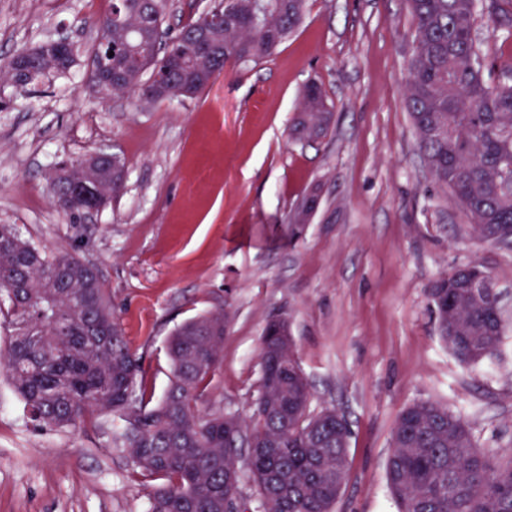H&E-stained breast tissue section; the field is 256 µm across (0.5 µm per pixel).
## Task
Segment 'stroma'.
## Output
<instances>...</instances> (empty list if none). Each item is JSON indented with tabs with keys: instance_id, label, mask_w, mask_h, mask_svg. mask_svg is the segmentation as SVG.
Masks as SVG:
<instances>
[{
	"instance_id": "obj_1",
	"label": "stroma",
	"mask_w": 512,
	"mask_h": 512,
	"mask_svg": "<svg viewBox=\"0 0 512 512\" xmlns=\"http://www.w3.org/2000/svg\"><path fill=\"white\" fill-rule=\"evenodd\" d=\"M477 17L492 79L512 76L505 19ZM112 0H0V65L59 38L69 71L0 112V224L97 267L154 398L169 383L166 341L213 310L229 321L201 409L245 419L259 396L260 339L288 319L313 409L347 419L350 469L334 512H396L386 460L401 411L434 402L460 415L479 449L512 447V323L497 353L466 366L441 341L428 290L476 261L512 309V246L476 241L465 211L426 169L405 101L414 19L408 0H308L298 29L263 61L231 62L198 96L151 104L87 82L97 21ZM317 81L326 136L297 141L300 92ZM107 148L126 183L72 222L46 174ZM317 192L309 223L291 215ZM120 422L34 429L0 374V512H146L153 483L129 476Z\"/></svg>"
}]
</instances>
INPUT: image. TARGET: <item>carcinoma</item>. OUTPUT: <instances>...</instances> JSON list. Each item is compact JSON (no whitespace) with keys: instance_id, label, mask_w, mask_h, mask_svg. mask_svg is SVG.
I'll use <instances>...</instances> for the list:
<instances>
[{"instance_id":"cac0c4a2","label":"carcinoma","mask_w":512,"mask_h":512,"mask_svg":"<svg viewBox=\"0 0 512 512\" xmlns=\"http://www.w3.org/2000/svg\"><path fill=\"white\" fill-rule=\"evenodd\" d=\"M414 18L405 100L423 161L470 219L472 236L512 244V83H491L473 37L478 0H409ZM306 0H237L224 25L208 28L220 52L197 56V16L174 35L163 28L166 0H112L119 17L100 21L102 42L91 56L99 75H121L112 93L144 94L146 73L179 52L183 71H170L146 100L193 98L226 63L258 62L301 24ZM114 55H109V52ZM74 47L51 45L13 54L0 80L33 90L73 63ZM321 86L302 93L292 126L298 139L330 125ZM439 335L461 363L492 357L505 327L501 294L475 262L439 277L429 289ZM0 314L12 326L4 372L39 428H77L94 413L125 422L112 443L127 450L131 476L158 481L148 512H332L348 473L351 437L334 409L310 410L311 388L292 345L267 323L260 350V394L250 421L204 414L224 349V314L208 312L170 337L171 384L151 404L141 358L130 350L99 274L69 254L49 255L0 224ZM70 322L67 333L49 323ZM265 435L247 449L254 498L239 490V432ZM386 478L398 512H512V448H477L467 422L432 402L399 415Z\"/></svg>"}]
</instances>
